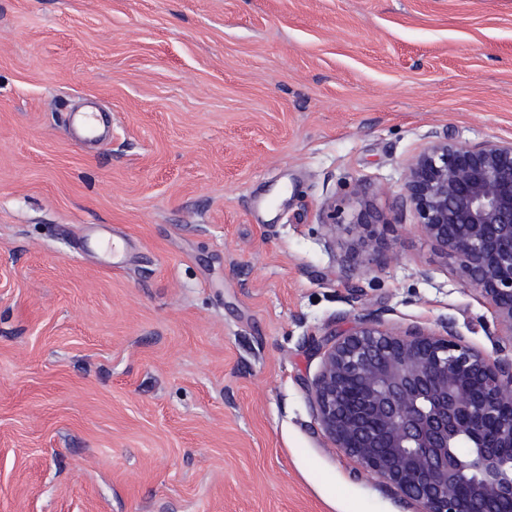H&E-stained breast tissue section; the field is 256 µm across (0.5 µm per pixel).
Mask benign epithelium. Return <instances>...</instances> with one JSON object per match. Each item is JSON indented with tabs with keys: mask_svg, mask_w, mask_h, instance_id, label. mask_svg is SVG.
<instances>
[{
	"mask_svg": "<svg viewBox=\"0 0 512 512\" xmlns=\"http://www.w3.org/2000/svg\"><path fill=\"white\" fill-rule=\"evenodd\" d=\"M414 228L456 265L512 349V140L433 141L406 167ZM351 221L384 218L358 188ZM325 438L420 512H512V362L448 328L394 331L380 316L326 340L309 389Z\"/></svg>",
	"mask_w": 512,
	"mask_h": 512,
	"instance_id": "1",
	"label": "benign epithelium"
}]
</instances>
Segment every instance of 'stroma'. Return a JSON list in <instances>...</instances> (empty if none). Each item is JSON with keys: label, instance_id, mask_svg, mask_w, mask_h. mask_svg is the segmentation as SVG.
I'll return each instance as SVG.
<instances>
[{"label": "stroma", "instance_id": "1", "mask_svg": "<svg viewBox=\"0 0 512 512\" xmlns=\"http://www.w3.org/2000/svg\"><path fill=\"white\" fill-rule=\"evenodd\" d=\"M443 138L512 140V0H0V512H416L308 389L358 315L494 352L403 190ZM355 195L360 198L359 209L354 219L349 224H353L354 229H356L362 236L378 237L381 234L379 226L383 228L387 223H385L384 218H382L381 215H379L378 212L375 211L364 199L366 196L364 188L359 187L355 192Z\"/></svg>", "mask_w": 512, "mask_h": 512}]
</instances>
